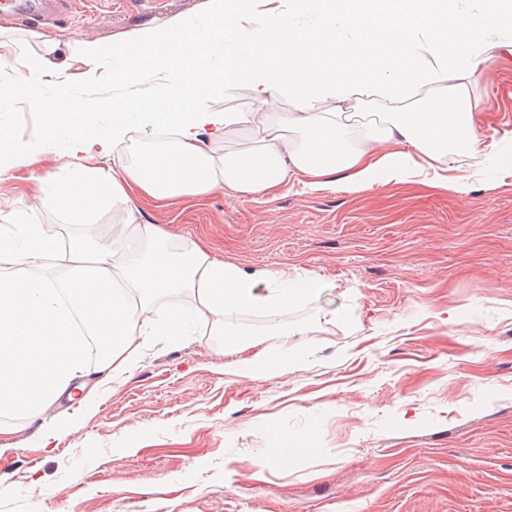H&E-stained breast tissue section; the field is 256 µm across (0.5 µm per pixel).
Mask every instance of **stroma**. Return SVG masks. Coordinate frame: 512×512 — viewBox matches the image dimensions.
<instances>
[{"instance_id":"obj_1","label":"stroma","mask_w":512,"mask_h":512,"mask_svg":"<svg viewBox=\"0 0 512 512\" xmlns=\"http://www.w3.org/2000/svg\"><path fill=\"white\" fill-rule=\"evenodd\" d=\"M205 3L71 0L46 29L109 43ZM474 92L479 134L512 141V60ZM38 203L31 169L0 183V208ZM139 221L249 271L319 276L314 301L224 316L271 352L301 332L305 361L247 381L194 324L177 344L154 337L108 387L52 401L50 445L2 411L0 512H512V176L486 161L465 193L420 178L264 203L215 191L142 204ZM273 426L313 432L315 453L278 467Z\"/></svg>"}]
</instances>
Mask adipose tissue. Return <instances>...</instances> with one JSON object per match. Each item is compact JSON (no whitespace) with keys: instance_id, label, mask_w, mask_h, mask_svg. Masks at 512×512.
<instances>
[{"instance_id":"1","label":"adipose tissue","mask_w":512,"mask_h":512,"mask_svg":"<svg viewBox=\"0 0 512 512\" xmlns=\"http://www.w3.org/2000/svg\"><path fill=\"white\" fill-rule=\"evenodd\" d=\"M287 10L258 11L259 0H208L205 23L174 21L146 27L130 39L105 45L77 37L40 34L38 51H21L3 40L0 66L27 72L34 105L50 114L33 140L14 139L0 114V181L21 167L42 168L49 155L65 157L68 173L40 176L39 209L17 208L0 226V410L41 408L79 378L98 385L114 381L154 336L179 339L186 329L181 309L165 320L146 317L163 295L185 293L197 319L210 323L227 352L238 354L240 377L260 379L299 362L297 345L279 352L246 353L236 333L225 331L224 314L270 315L315 300L318 277L283 271H246L214 258L192 242H174L158 224L138 222L140 199L169 206L185 196L223 190L238 201L275 199L299 184L312 190L349 192L402 183L428 170H455L454 191H465L468 159H491L512 170V153L482 140L474 124L480 101L474 83L495 53H512V41L497 39L512 20V0H480L478 11L463 0H287ZM236 39L224 63L200 60L201 33ZM86 66L84 80H112L121 87L147 78L148 100H113L109 118L86 123L94 104L75 92L69 59ZM247 91L256 109L221 112L202 97ZM368 96L381 112L355 133L345 107ZM276 97L295 109L280 117L267 107ZM418 107L400 111L401 102ZM244 126L253 148L220 150L229 127ZM151 128L156 141L132 139ZM124 145L122 163L109 162ZM119 207L122 228L133 235L112 244L59 238L39 212L64 224H91L108 204ZM57 260L64 277L39 276ZM98 339L97 361L86 365L89 339Z\"/></svg>"}]
</instances>
